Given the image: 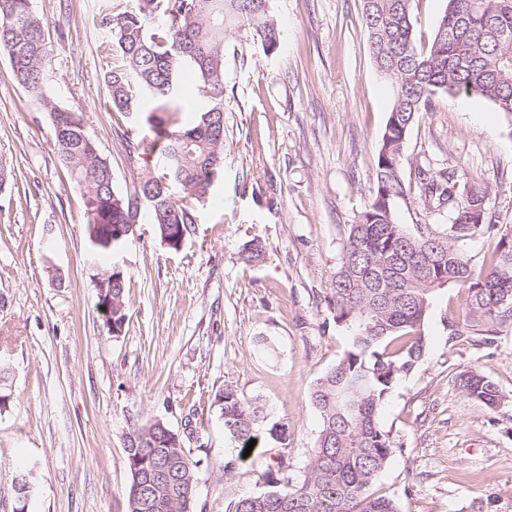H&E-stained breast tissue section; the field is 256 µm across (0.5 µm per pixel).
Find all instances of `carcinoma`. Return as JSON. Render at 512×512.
I'll list each match as a JSON object with an SVG mask.
<instances>
[{
  "instance_id": "carcinoma-1",
  "label": "carcinoma",
  "mask_w": 512,
  "mask_h": 512,
  "mask_svg": "<svg viewBox=\"0 0 512 512\" xmlns=\"http://www.w3.org/2000/svg\"><path fill=\"white\" fill-rule=\"evenodd\" d=\"M413 0H362V26L380 71L395 84L394 101L377 146L372 198L349 225L326 305L350 348L315 382L311 402L321 427L298 485L246 495L228 512H399L390 497L370 487L394 451L379 422L386 394L426 353L424 322L435 294L465 296L469 315L488 324H512V239L500 237L481 266L461 242L486 224L488 185L457 181L418 169V198L427 209L448 208L450 223L412 233L395 222L393 203L410 194L401 177L403 147L418 114L437 96L479 95L512 120V0H448L428 48L418 46ZM247 23L263 52L274 51L281 30L272 0H101L97 27L110 40L113 58L104 80L111 110L130 115L144 99L161 112L175 107L176 74L191 66L200 81V113L189 127L177 120L154 124L151 133L126 131L128 148L156 154L166 168L147 176L133 192L114 190L112 169L86 133L80 116L47 99L45 23L31 0H0V52L31 101L50 112L56 152L83 199L89 238L101 224H136L151 212L160 241L171 244L197 223L224 165V37L226 21ZM432 256L428 265L417 255ZM112 300V320H127V276L101 280ZM459 386L472 400L494 408L502 394L495 382L468 370ZM224 432L248 446L267 425L266 404L246 399L229 385L218 395ZM160 421L126 436L128 512H195V467L184 439Z\"/></svg>"
}]
</instances>
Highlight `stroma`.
Returning a JSON list of instances; mask_svg holds the SVG:
<instances>
[{"label":"stroma","mask_w":512,"mask_h":512,"mask_svg":"<svg viewBox=\"0 0 512 512\" xmlns=\"http://www.w3.org/2000/svg\"><path fill=\"white\" fill-rule=\"evenodd\" d=\"M47 24V93L78 112L127 192L160 160L130 153L125 132L149 131L151 103L123 118L108 105L100 0H31ZM282 30L270 54L228 30L224 170L198 204L179 250L148 216L109 248L90 241L84 191L58 161L47 112L0 55V512H127L125 439L156 419L184 435L196 463V512H227L269 490L266 472L299 484L320 430L310 394L348 350L325 297L344 231L368 204L376 148L393 100L362 29V0H273ZM489 184L493 232L463 244L473 264L512 232V121L476 95L436 98L420 112L401 175L418 168ZM264 252L245 258L252 239ZM127 275V320L108 332L96 282ZM465 341H451L449 322ZM420 364L387 393L380 423L395 452L370 491L400 512H512V325L468 320L455 292L438 294ZM475 369L503 394L487 408L459 387ZM262 396L287 445L262 434L251 453L224 432L225 386ZM232 470H225V463Z\"/></svg>","instance_id":"1"}]
</instances>
